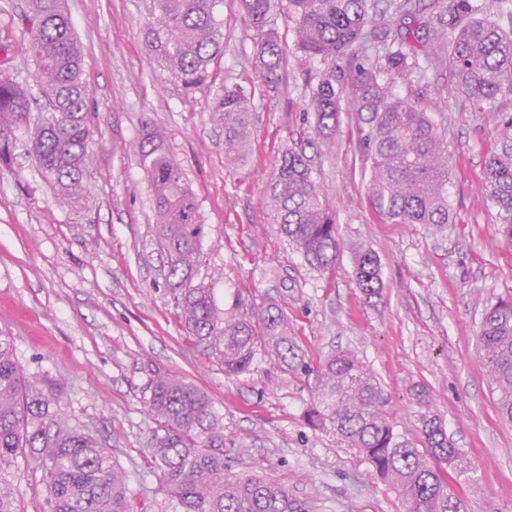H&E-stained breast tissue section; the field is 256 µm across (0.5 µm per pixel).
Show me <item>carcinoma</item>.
Instances as JSON below:
<instances>
[{"label": "carcinoma", "instance_id": "1", "mask_svg": "<svg viewBox=\"0 0 512 512\" xmlns=\"http://www.w3.org/2000/svg\"><path fill=\"white\" fill-rule=\"evenodd\" d=\"M221 0H154L146 31L150 54L188 91L208 84L209 66L223 50L216 19ZM279 0H240L256 32L255 63L267 74L280 67L284 48L271 27ZM505 0H389L399 16L420 15L424 50L385 14L376 0H288L295 17V45L319 63L310 110L318 143L330 147L342 101L355 112L362 165L369 166V205L385 224H425L434 232L452 222L448 203V148L442 123L415 95L394 88L430 83L448 72L453 90L492 112L512 95V28L498 22ZM24 35L33 62L30 80L0 70V161L11 157L21 133L31 136L43 181L62 206L88 201L85 181L91 122L83 55L66 0H25ZM209 112L224 128V158L238 160L248 149L253 126L252 93L239 85L215 89ZM137 164L153 192L158 245L165 279L188 332L214 349L224 372L247 371L258 354L284 370L307 368L288 318L267 306L247 319L240 306L218 311L211 289L193 284L198 274L204 225L196 197L160 131L142 125L132 144ZM485 191L498 208L501 232L512 245V132L486 160ZM275 223L305 261L318 270L336 264L345 246L324 187L304 152L286 150L266 195ZM355 283L366 301L380 299L384 283L378 255L351 245ZM486 379L497 394L500 417L512 422V303L486 309L479 330ZM316 401L307 413L314 427L331 424L358 449L375 473L402 497L405 512H467L462 484L476 467L448 438L440 417L422 415L427 453L394 433L372 370L351 351L329 356L317 370ZM59 382L26 375L13 337L0 329V512H17L15 488L6 474L24 455L41 472L47 491L44 512H130L124 471L83 428L62 421ZM160 421L150 452L155 476L181 512H309L308 505L277 479L224 475V424L209 395L170 373L157 374L146 401Z\"/></svg>", "mask_w": 512, "mask_h": 512}]
</instances>
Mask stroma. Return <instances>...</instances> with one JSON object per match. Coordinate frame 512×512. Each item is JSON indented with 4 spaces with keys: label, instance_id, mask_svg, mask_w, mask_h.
Masks as SVG:
<instances>
[{
    "label": "stroma",
    "instance_id": "obj_1",
    "mask_svg": "<svg viewBox=\"0 0 512 512\" xmlns=\"http://www.w3.org/2000/svg\"><path fill=\"white\" fill-rule=\"evenodd\" d=\"M24 0H0V41L12 46L11 71L26 80L32 63L18 13ZM83 52V78L95 114L89 146V205L55 203L20 135L0 163V329L14 338L27 373L61 377L70 425L93 431L128 474L131 512H177L160 489L149 448L158 421L146 410L153 375L168 371L211 398L224 423L227 474H269L307 501L311 512H404L382 482L332 427L308 424L315 371L331 354L355 352L375 373L395 433L421 446L420 417L438 413L448 436L477 467L465 484L468 512H512V424L500 419L478 357L483 314L512 301V248L488 202L484 163L512 116V96L493 112L435 85L400 84L447 122L453 221L440 233L423 224H385L371 210L357 153L355 114L343 109L332 149L316 156L319 182L347 243L373 249L382 263L380 302H366L350 252L333 269L311 268L280 234L264 194L282 151L306 122L317 64L294 42L287 8L271 17L285 49L269 77L252 64L255 33L238 0L217 18L224 51L210 65L214 84L252 91L249 152L224 159V133L210 116L212 86L185 91L145 45L153 0H68ZM166 137L206 227L199 277L217 306L242 313L274 302L309 371H283L260 357L228 375L179 323L163 275L151 188L129 148L142 122ZM429 394L421 403L419 390ZM19 512H42L40 473L18 458L10 473Z\"/></svg>",
    "mask_w": 512,
    "mask_h": 512
}]
</instances>
